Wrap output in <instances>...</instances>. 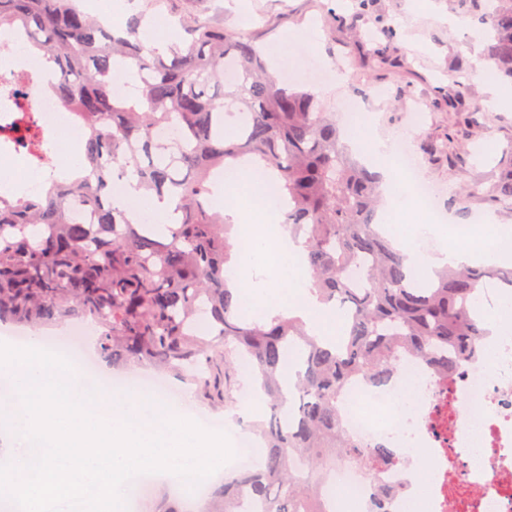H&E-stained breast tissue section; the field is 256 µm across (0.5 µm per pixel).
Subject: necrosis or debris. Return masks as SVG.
<instances>
[{"instance_id":"necrosis-or-debris-1","label":"necrosis or debris","mask_w":512,"mask_h":512,"mask_svg":"<svg viewBox=\"0 0 512 512\" xmlns=\"http://www.w3.org/2000/svg\"><path fill=\"white\" fill-rule=\"evenodd\" d=\"M5 37L12 49L0 54V81L17 74L29 80L21 99L0 93V163L15 160L22 167L13 178L0 176V195H38L49 175H70L73 166L61 159V146L79 145L85 131L52 95L42 56L17 34ZM393 151L419 205L438 211L437 193L421 179L412 147L398 140ZM340 412L351 441L398 449L399 462L384 470L377 488L358 464L347 463L324 491L328 512H341L345 500L366 512L380 488L387 492L388 512H512V335L483 348L449 385L402 356L386 385L352 384ZM422 463L430 482L421 491L414 474Z\"/></svg>"}]
</instances>
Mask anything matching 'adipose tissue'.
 <instances>
[{"label":"adipose tissue","mask_w":512,"mask_h":512,"mask_svg":"<svg viewBox=\"0 0 512 512\" xmlns=\"http://www.w3.org/2000/svg\"><path fill=\"white\" fill-rule=\"evenodd\" d=\"M348 142L362 150L372 168L382 178L386 203L395 204L396 214L405 226L403 235L394 237V244L408 257L407 264L417 277L432 276L436 269L447 265L478 262H504L512 264V250L506 242L512 235L505 227L488 234L481 229L448 228L442 224L416 222L418 204L392 168L391 141L375 137L367 128L346 131ZM112 205L125 211L132 220L150 215L156 231L166 234L171 223L172 207L169 203L145 195L124 184L112 192ZM225 216L235 224L244 246L242 262L231 287L239 289L247 300L244 309L249 319L261 321L274 309L293 312L303 317L312 335H328L336 323V315L329 307L308 295L309 283L303 269V246L295 239L287 224L277 213L253 207L225 209ZM430 236L438 241V248L423 253L419 242ZM266 276L263 288H253V271Z\"/></svg>","instance_id":"1"}]
</instances>
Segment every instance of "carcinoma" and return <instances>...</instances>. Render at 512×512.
I'll list each match as a JSON object with an SVG mask.
<instances>
[{
    "label": "carcinoma",
    "mask_w": 512,
    "mask_h": 512,
    "mask_svg": "<svg viewBox=\"0 0 512 512\" xmlns=\"http://www.w3.org/2000/svg\"><path fill=\"white\" fill-rule=\"evenodd\" d=\"M491 36L486 58L512 77V0H456ZM143 13L107 29L75 0H0V29L22 32L57 79L53 95L84 125L78 173L31 197H0V320L19 325L91 318L100 355L188 376L203 398L227 402L251 365L265 403L255 422L260 453L224 475L203 512H324L313 475L348 456L381 483L396 462L385 445L363 448L341 428L340 398L354 382L376 386L398 358L415 356L453 383L481 356L478 294L488 279L512 289V267L449 265L423 281L377 229V176L347 153L341 128L304 87H281L262 51L192 14L163 50L143 36ZM232 65L237 79L225 78ZM125 70L131 90L113 87ZM237 134H224L225 116ZM173 127L166 140L157 129ZM272 171L285 223L304 238L310 291L347 308L338 342L311 336L303 320L246 318L228 287L234 225L212 207L210 180L229 164ZM174 204L161 236L112 207L117 177ZM78 196L93 223L69 216ZM495 201L512 202V171ZM363 265L352 284L347 272Z\"/></svg>",
    "instance_id": "obj_1"
}]
</instances>
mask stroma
I'll return each mask as SVG.
<instances>
[{"instance_id": "35a3bbf8", "label": "stroma", "mask_w": 512, "mask_h": 512, "mask_svg": "<svg viewBox=\"0 0 512 512\" xmlns=\"http://www.w3.org/2000/svg\"><path fill=\"white\" fill-rule=\"evenodd\" d=\"M413 5V0H371L373 15L395 34L394 41L382 37L375 43L359 18V0H247L241 8L235 0H164V12L202 14L264 46L294 28H313L328 75L312 90L328 111H335L339 99H353L370 113L371 132L411 141L422 162L421 178L441 200L458 197L464 185H479L481 198L469 200L463 209H449L448 221L479 226L492 217L512 225V209L490 199L501 170L512 164V109L494 111L483 102V83L493 71L484 56V36L473 20L462 30L448 26V17L458 13L455 0H437L434 15L414 14ZM379 46L390 48L394 65L369 62ZM460 81L479 104L457 112L449 108L448 98ZM163 382L165 397L192 405L203 427L231 418L243 428L258 417L255 410H242L244 391L217 408L197 395L193 383L169 375ZM201 490L157 480L126 495L135 503L132 512H162L166 506L198 512Z\"/></svg>"}]
</instances>
